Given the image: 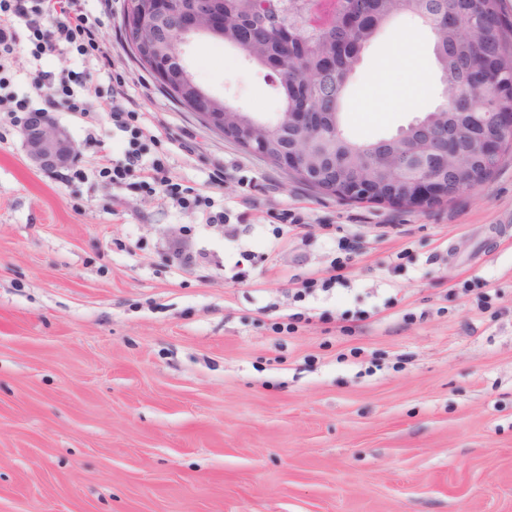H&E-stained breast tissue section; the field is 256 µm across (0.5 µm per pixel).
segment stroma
<instances>
[{
  "label": "stroma",
  "instance_id": "obj_1",
  "mask_svg": "<svg viewBox=\"0 0 512 512\" xmlns=\"http://www.w3.org/2000/svg\"><path fill=\"white\" fill-rule=\"evenodd\" d=\"M86 7L142 113L168 127L169 140L143 141V164L164 157L217 212L241 213L240 196L273 187L311 228L275 239L261 206L243 213L239 243L225 242L197 210L100 174L95 150L127 148L109 119L91 131L55 109L78 150L66 180L0 123V512H512V149L479 189L425 209L315 194L137 66L122 0ZM19 35L0 99L40 108L36 70L84 62L34 58ZM431 43L409 15L376 37L348 85L345 135L389 137L434 109ZM186 59L214 96L276 117L269 76L232 49L198 38ZM329 225L362 248L350 285L290 303L292 277L333 257ZM382 225L392 233L381 239ZM176 243L206 263L183 264ZM236 264L246 280L225 275ZM292 309L306 322L276 332ZM346 310L371 317L352 333L320 319Z\"/></svg>",
  "mask_w": 512,
  "mask_h": 512
}]
</instances>
